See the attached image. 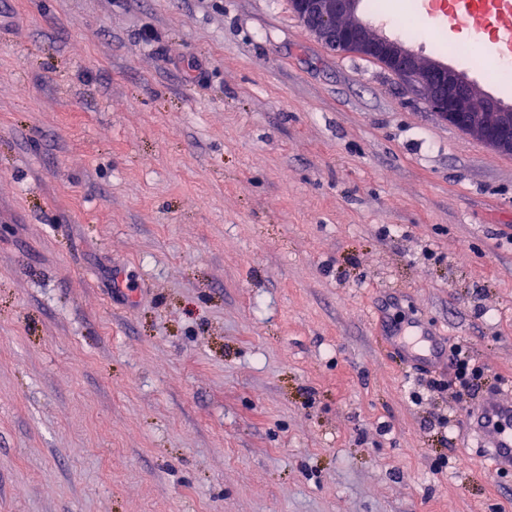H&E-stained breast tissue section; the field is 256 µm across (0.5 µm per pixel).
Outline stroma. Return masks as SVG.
Listing matches in <instances>:
<instances>
[{
	"mask_svg": "<svg viewBox=\"0 0 512 512\" xmlns=\"http://www.w3.org/2000/svg\"><path fill=\"white\" fill-rule=\"evenodd\" d=\"M510 385L512 155L289 0H0V512H512L463 434ZM442 336L435 328L415 325L410 333L390 336L386 341L390 349L398 351L405 364L427 369L448 366L456 383L462 390H468L474 386L475 381L481 379L483 371L479 366L471 364L472 359L466 345L454 344L449 350L448 358Z\"/></svg>",
	"mask_w": 512,
	"mask_h": 512,
	"instance_id": "stroma-1",
	"label": "stroma"
}]
</instances>
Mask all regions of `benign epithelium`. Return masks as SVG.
<instances>
[{"label":"benign epithelium","mask_w":512,"mask_h":512,"mask_svg":"<svg viewBox=\"0 0 512 512\" xmlns=\"http://www.w3.org/2000/svg\"><path fill=\"white\" fill-rule=\"evenodd\" d=\"M303 26L330 49L376 59L446 121L493 149L512 152V107L494 98L477 101L474 86L439 62H423L402 41L358 15L359 0H290Z\"/></svg>","instance_id":"obj_1"}]
</instances>
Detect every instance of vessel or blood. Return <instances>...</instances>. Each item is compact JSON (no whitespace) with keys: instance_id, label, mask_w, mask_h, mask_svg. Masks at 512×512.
Here are the masks:
<instances>
[{"instance_id":"obj_1","label":"vessel or blood","mask_w":512,"mask_h":512,"mask_svg":"<svg viewBox=\"0 0 512 512\" xmlns=\"http://www.w3.org/2000/svg\"><path fill=\"white\" fill-rule=\"evenodd\" d=\"M483 2L485 12L494 20L500 42L512 52V0ZM387 344L407 364L427 369L448 364L442 335L429 326H413L410 333L388 337ZM465 430L477 447L483 448L490 472L512 471V398H504L499 391L488 393L468 418Z\"/></svg>"}]
</instances>
